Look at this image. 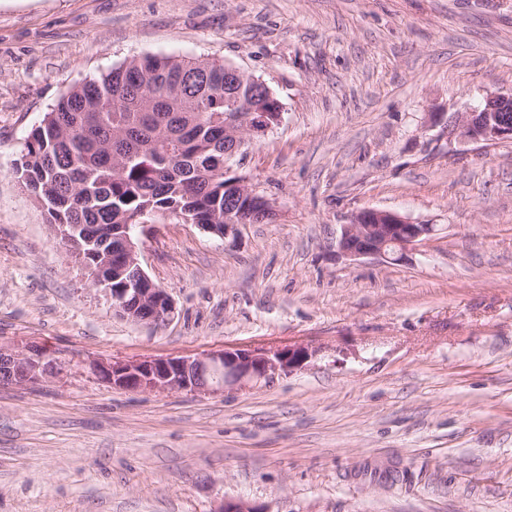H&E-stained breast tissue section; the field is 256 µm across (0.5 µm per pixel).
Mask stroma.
I'll use <instances>...</instances> for the list:
<instances>
[{"label":"stroma","mask_w":512,"mask_h":512,"mask_svg":"<svg viewBox=\"0 0 512 512\" xmlns=\"http://www.w3.org/2000/svg\"><path fill=\"white\" fill-rule=\"evenodd\" d=\"M147 55L233 65L283 112L229 163L272 219L138 233L160 327L91 287L15 173L61 93ZM493 93L512 0H0V346L57 363L0 385V512H512V141L449 133ZM365 208L435 231L339 257ZM293 344L301 368L215 393L92 369Z\"/></svg>","instance_id":"obj_1"}]
</instances>
